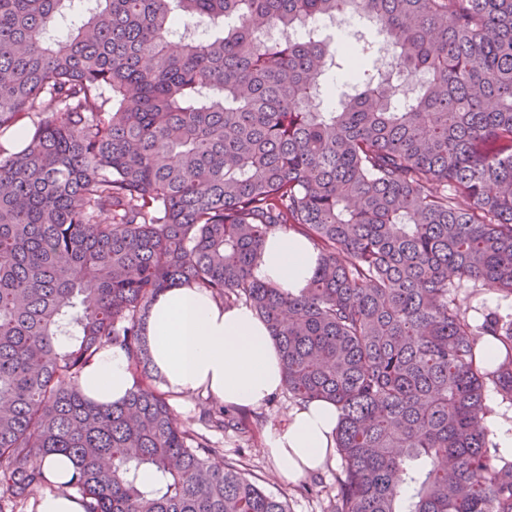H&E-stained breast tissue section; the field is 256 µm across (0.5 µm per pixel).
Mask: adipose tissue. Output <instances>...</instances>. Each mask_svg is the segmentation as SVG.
Returning <instances> with one entry per match:
<instances>
[{
    "mask_svg": "<svg viewBox=\"0 0 512 512\" xmlns=\"http://www.w3.org/2000/svg\"><path fill=\"white\" fill-rule=\"evenodd\" d=\"M316 267L317 253L310 240L280 230L266 239L253 275L297 295ZM145 334L168 391L202 390L227 404L257 407L283 385L278 348L266 324L248 306L227 309L204 290L171 287L155 299ZM128 366L121 347L102 350L82 373L84 394L102 404L121 402L133 384ZM338 419L333 402L299 405L285 424L269 432L264 452L274 458L285 478L300 479L335 457Z\"/></svg>",
    "mask_w": 512,
    "mask_h": 512,
    "instance_id": "1",
    "label": "adipose tissue"
}]
</instances>
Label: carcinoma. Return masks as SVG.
I'll list each match as a JSON object with an SVG mask.
<instances>
[{"label":"carcinoma","mask_w":512,"mask_h":512,"mask_svg":"<svg viewBox=\"0 0 512 512\" xmlns=\"http://www.w3.org/2000/svg\"><path fill=\"white\" fill-rule=\"evenodd\" d=\"M338 15L379 40L330 45ZM283 227L318 252L300 296L251 273ZM176 285L250 307L290 398L336 404L330 512H512L485 425L512 314L462 293L512 300V0H0V512L53 454L85 512H288L158 388L146 319ZM112 346L133 386L104 406L80 378Z\"/></svg>","instance_id":"carcinoma-1"}]
</instances>
